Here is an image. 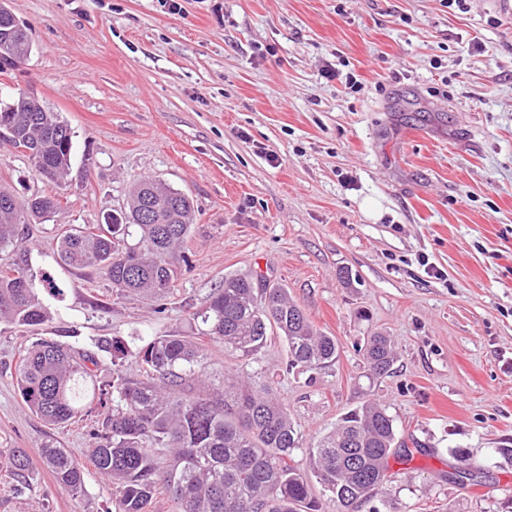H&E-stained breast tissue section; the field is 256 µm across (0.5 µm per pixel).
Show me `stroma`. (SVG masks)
<instances>
[{"label": "stroma", "instance_id": "obj_1", "mask_svg": "<svg viewBox=\"0 0 512 512\" xmlns=\"http://www.w3.org/2000/svg\"><path fill=\"white\" fill-rule=\"evenodd\" d=\"M0 0L32 43L0 100L35 94L73 133V180L37 177L0 141V184L59 207L15 242L49 318L0 324V512H112L93 466L74 497L44 465L53 439L84 458L102 418L51 427L22 402L20 352L40 338L195 335L225 276L287 288L336 338L334 364L288 370L272 337L246 369L274 383L300 430L296 466L364 401L393 417L399 457L352 512H512V0ZM361 81H326L325 66ZM152 177L188 193L196 221L164 314L56 261V234L120 213ZM427 265H419V257ZM352 283L344 285L340 270ZM389 336L390 376L360 348ZM30 461L27 484L8 468Z\"/></svg>", "mask_w": 512, "mask_h": 512}]
</instances>
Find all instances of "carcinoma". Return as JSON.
<instances>
[{
    "mask_svg": "<svg viewBox=\"0 0 512 512\" xmlns=\"http://www.w3.org/2000/svg\"><path fill=\"white\" fill-rule=\"evenodd\" d=\"M11 108L8 142L26 153L36 174L61 185L71 175L73 134L58 113L28 112L22 97ZM58 200L33 194L19 199L0 185V324L37 326L47 312L36 291L30 256L12 250L22 225L46 218ZM195 221L191 198L155 179L133 186L119 215L104 224L57 234L60 261L92 270L112 283L115 295L128 292L158 302L180 275L176 255ZM197 336L162 335L140 339L129 352L120 341L100 343L112 365L132 355L146 374L128 378L114 371L112 382L97 380L100 359L58 341L32 343L16 366L24 405L50 426L65 425L101 409V430L91 450L97 471L116 485L115 512H150L161 488L171 512H321L309 478L291 464L302 437L272 387L256 388L224 373L217 388L205 387L206 338L224 352L253 357L276 332L288 346V367L323 369L339 355L336 338L318 331L285 289L267 281L228 276L192 313ZM372 376L390 373L396 353L389 337L375 334L360 347ZM396 439L386 409L364 402L345 413L312 448L322 496L339 512L367 499L383 484ZM170 452L159 461L156 449ZM43 459L56 484L77 492L84 471L69 450L48 441ZM13 476L29 479V460L18 448L10 457Z\"/></svg>",
    "mask_w": 512,
    "mask_h": 512,
    "instance_id": "carcinoma-1",
    "label": "carcinoma"
}]
</instances>
